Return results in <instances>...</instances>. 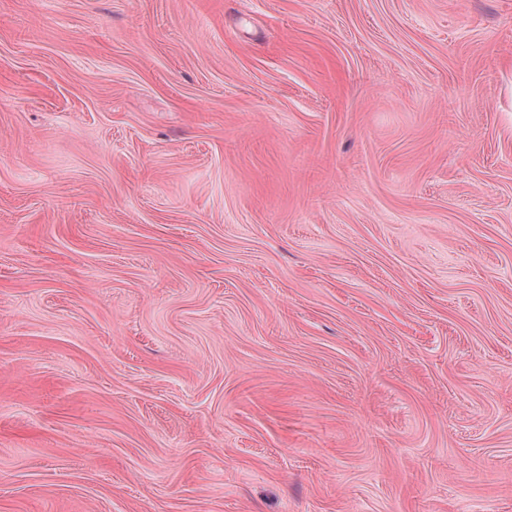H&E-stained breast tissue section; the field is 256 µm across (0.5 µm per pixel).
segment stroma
I'll list each match as a JSON object with an SVG mask.
<instances>
[{
    "label": "stroma",
    "instance_id": "stroma-1",
    "mask_svg": "<svg viewBox=\"0 0 512 512\" xmlns=\"http://www.w3.org/2000/svg\"><path fill=\"white\" fill-rule=\"evenodd\" d=\"M0 512H512V0H0Z\"/></svg>",
    "mask_w": 512,
    "mask_h": 512
}]
</instances>
